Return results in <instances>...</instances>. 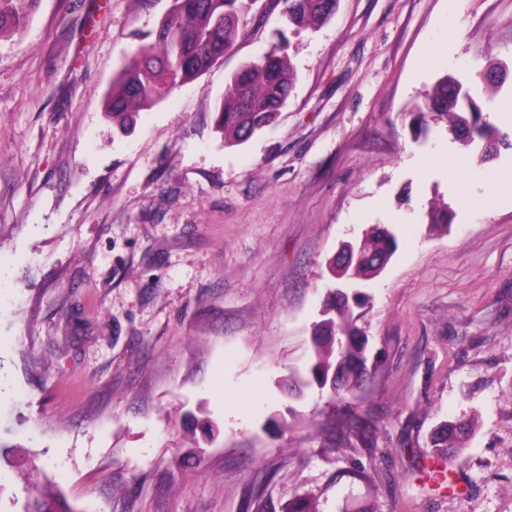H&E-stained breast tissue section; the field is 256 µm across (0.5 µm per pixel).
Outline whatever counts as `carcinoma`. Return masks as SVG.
<instances>
[{"instance_id":"cac0c4a2","label":"carcinoma","mask_w":512,"mask_h":512,"mask_svg":"<svg viewBox=\"0 0 512 512\" xmlns=\"http://www.w3.org/2000/svg\"><path fill=\"white\" fill-rule=\"evenodd\" d=\"M258 0H173L171 12L155 32L154 39L138 45L122 73L112 83L105 104L106 117L121 134L130 130L136 114L152 107L158 97L191 82L230 52L244 19ZM338 0H271L283 4L282 16L294 31L315 29L329 21ZM38 0H0V35L16 32L28 21ZM296 74L286 54L285 41L271 44L261 55L245 62L227 84L224 98L215 110V132L224 145L237 146L272 126L288 104ZM448 123V133L471 145L482 143L481 159L492 160L501 148L512 149V132H503L486 121L472 94V81L439 79L428 93L425 108L413 113L415 139H425L432 125ZM396 240L386 228L374 227L360 240L356 257L344 272L347 281L370 280L380 275L375 259L393 255ZM357 297H336L328 289L317 330L334 340L319 350L311 362L293 372L288 390L298 394L313 385L323 390L336 375V396H353L371 376L366 343L357 326L353 305ZM473 429L467 419L448 422L433 437L440 455L464 450L460 442ZM23 512H79L60 491H41L28 499Z\"/></svg>"}]
</instances>
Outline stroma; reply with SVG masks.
Here are the masks:
<instances>
[{
  "label": "stroma",
  "mask_w": 512,
  "mask_h": 512,
  "mask_svg": "<svg viewBox=\"0 0 512 512\" xmlns=\"http://www.w3.org/2000/svg\"><path fill=\"white\" fill-rule=\"evenodd\" d=\"M171 6L40 0L0 38V512L47 482L79 512H512V151L409 133L439 77L512 66V0H338L288 35L277 123L233 147L215 108L276 8L129 135L104 116ZM373 225L397 241L360 285L373 374L288 396L327 261ZM466 418L465 451L437 456ZM458 421L456 422L459 423L461 428L456 427V422H448L443 424L435 433L432 442L433 448H435L434 451L437 454L447 455L448 448H454L452 452L456 454L464 450V445L455 440L463 439L464 436L468 435L472 431L473 425L468 419Z\"/></svg>",
  "instance_id": "obj_1"
}]
</instances>
